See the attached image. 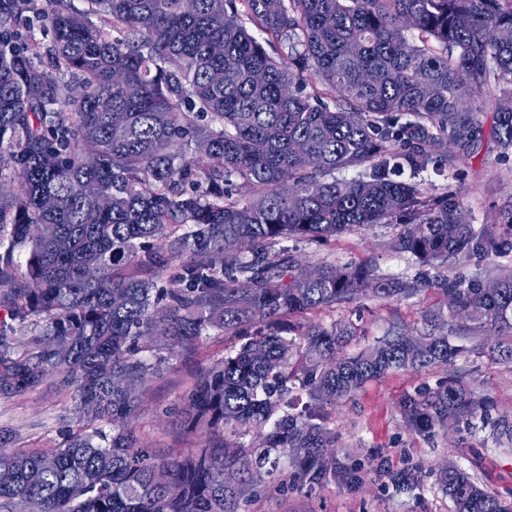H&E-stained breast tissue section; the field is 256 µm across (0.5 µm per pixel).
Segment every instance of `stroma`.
Listing matches in <instances>:
<instances>
[{
  "instance_id": "obj_1",
  "label": "stroma",
  "mask_w": 512,
  "mask_h": 512,
  "mask_svg": "<svg viewBox=\"0 0 512 512\" xmlns=\"http://www.w3.org/2000/svg\"><path fill=\"white\" fill-rule=\"evenodd\" d=\"M480 140L472 149L455 147L443 176L428 175L425 188L460 189L468 223L489 226L496 237H512V157L502 158L493 134L494 114L478 105ZM398 228L379 224L334 237L290 242L298 263L339 265L372 259L377 275L389 281L424 276L433 286L410 297H364L317 313L324 324L348 326V354L359 353L386 336H444L459 350L447 365L394 371L364 383L354 393L326 406L324 424L336 435L332 454L336 474L320 483L293 481L292 459H282L288 488L259 487L249 512H453L439 482L448 465L464 469L473 480L512 506V362L492 352L498 338L473 334L467 322L450 318L445 282L474 284L512 276V250L500 255L477 252L440 267H424L396 252ZM221 337L208 339L197 354L174 360L154 379L139 409L138 424L148 447L176 455L194 447L196 437L180 423V408L192 373L210 356L222 355ZM457 385L489 397L490 410H475L450 429L420 431L406 420L402 403ZM67 399L47 389L24 397L0 399V448L51 447L62 439Z\"/></svg>"
}]
</instances>
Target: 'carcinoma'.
Instances as JSON below:
<instances>
[{"label":"carcinoma","instance_id":"obj_1","mask_svg":"<svg viewBox=\"0 0 512 512\" xmlns=\"http://www.w3.org/2000/svg\"><path fill=\"white\" fill-rule=\"evenodd\" d=\"M86 2L79 15L68 0H0V399L49 386L75 424L55 447L0 454V512L32 496L45 512H245L288 453L323 481L336 471L325 405L457 349L391 336L339 355L347 327L292 319L433 282H387L368 262L312 278L287 242L397 224L396 250L424 266L497 248L459 220L457 190L429 194L420 176L475 145L473 103L493 93V133L512 150V0ZM34 19L46 46L21 32ZM445 292L451 316L512 331V278ZM213 331L224 353L185 401L202 443L161 456L143 445L139 403ZM486 405L450 385L404 411L430 431ZM256 431L262 444L241 442ZM47 457L55 468L26 479ZM439 481L454 512H512L460 468Z\"/></svg>","mask_w":512,"mask_h":512}]
</instances>
